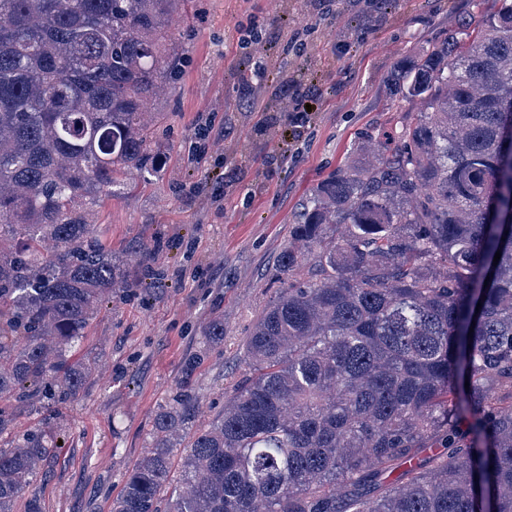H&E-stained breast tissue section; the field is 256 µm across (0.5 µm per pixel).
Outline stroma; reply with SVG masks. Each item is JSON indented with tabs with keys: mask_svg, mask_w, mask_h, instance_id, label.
Segmentation results:
<instances>
[{
	"mask_svg": "<svg viewBox=\"0 0 512 512\" xmlns=\"http://www.w3.org/2000/svg\"><path fill=\"white\" fill-rule=\"evenodd\" d=\"M503 0H185L173 26L183 67L154 110V176L102 196L95 222L117 260L146 247L135 285L112 295L72 350L92 367L61 404L0 399L17 434L53 438L12 512H111L153 419L189 386L199 422L242 377L250 328L281 283L276 261L312 189L355 160L399 104L407 56L496 14ZM267 76L247 88L256 61ZM224 321V344L204 331Z\"/></svg>",
	"mask_w": 512,
	"mask_h": 512,
	"instance_id": "1",
	"label": "stroma"
}]
</instances>
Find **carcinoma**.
Segmentation results:
<instances>
[{
    "label": "carcinoma",
    "mask_w": 512,
    "mask_h": 512,
    "mask_svg": "<svg viewBox=\"0 0 512 512\" xmlns=\"http://www.w3.org/2000/svg\"><path fill=\"white\" fill-rule=\"evenodd\" d=\"M180 4L0 0V396L74 395V343L132 287L89 217L153 169ZM389 82L421 111L316 185L248 372L197 428L172 396L112 512H512V3ZM49 452L0 448V512Z\"/></svg>",
    "instance_id": "1"
}]
</instances>
